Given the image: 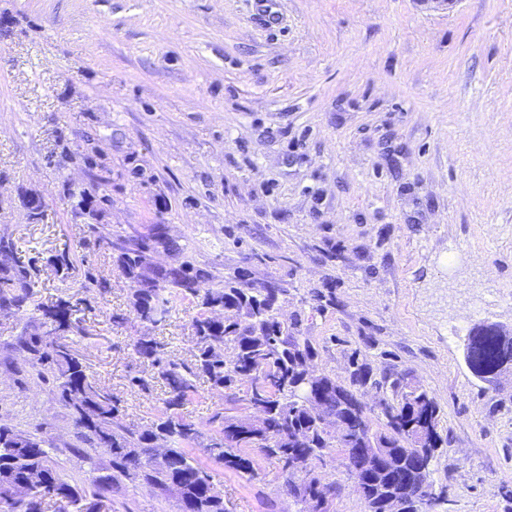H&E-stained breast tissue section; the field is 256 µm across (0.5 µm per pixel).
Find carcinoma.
<instances>
[{"mask_svg":"<svg viewBox=\"0 0 512 512\" xmlns=\"http://www.w3.org/2000/svg\"><path fill=\"white\" fill-rule=\"evenodd\" d=\"M115 255V263L130 286L133 319L157 324L164 321L171 299L192 296L205 312L193 320L196 353L188 363L165 357L164 345L150 336L133 341V352L156 369L166 388L157 421L138 429L123 420L119 401L88 373L84 360L67 342L66 334L82 331L74 313L78 304L60 298L51 304L36 302L41 257L22 259L14 241L0 238V305L22 316L39 313L51 333L16 337L14 350L25 371L47 386L69 411L79 446L75 452L92 459L102 448L111 455L112 473L97 477L86 487L61 478L45 441L37 434L0 422V512H84L89 503L112 512L109 493L121 480L156 486L173 496L180 512H225L224 498L210 483L204 468L187 446L205 437L209 455L224 467L255 476L254 460L241 452L257 448L274 461L284 479V492L312 508L307 496L323 503L336 495V485L315 473L332 448L344 451L345 467L368 484L364 501L368 512H383V499L402 496L408 512H430L437 501L432 493L430 465L434 449L443 442L438 431L440 408L435 398L418 387L377 379L366 362L352 357L346 383L323 375L315 397L323 412L340 423L327 429L306 405L304 379L317 351L303 336L298 322L279 318L284 289L257 282L245 271L211 284L207 271L184 261L178 265L152 262L151 252L161 246L180 252V245L165 236L164 225L153 226L148 237L100 236ZM46 263L55 273L69 276L74 269L68 252ZM467 366L474 376L492 382L504 362L512 363V336L477 328L468 337ZM206 379L227 401L261 410L264 419L254 424L246 416L216 413L211 433L181 415L180 409L195 394V379ZM391 384L393 402L383 401L386 424L375 429L356 397L368 385L377 390ZM245 390L230 392L234 387ZM43 482L24 497L13 489L33 471Z\"/></svg>","mask_w":512,"mask_h":512,"instance_id":"cac0c4a2","label":"carcinoma"}]
</instances>
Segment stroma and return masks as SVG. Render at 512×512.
Listing matches in <instances>:
<instances>
[{"label":"stroma","instance_id":"obj_1","mask_svg":"<svg viewBox=\"0 0 512 512\" xmlns=\"http://www.w3.org/2000/svg\"><path fill=\"white\" fill-rule=\"evenodd\" d=\"M94 183L109 204L74 214L69 192ZM31 190L47 202L37 223L19 202ZM155 224L180 245L157 249L159 264L286 288L282 312L317 348L316 371L346 381L356 352L436 399L437 512H512V372L490 384L464 359L473 328H512V0H0V234L28 256L76 255L69 279L41 269L36 300L82 293L69 339L138 428L166 388L131 341L190 362L199 306L178 297L163 322L113 323L128 282L95 239ZM88 271L106 291L80 292ZM26 323L0 315V420L89 485L109 454L77 459L68 410L9 369ZM195 385L184 417L243 414ZM192 454L226 512H299L262 454L253 477ZM316 470L336 484L329 512H366L341 449ZM112 512L178 507L126 480Z\"/></svg>","mask_w":512,"mask_h":512}]
</instances>
